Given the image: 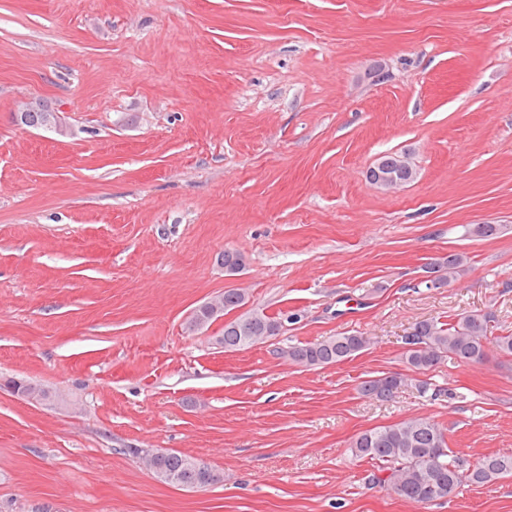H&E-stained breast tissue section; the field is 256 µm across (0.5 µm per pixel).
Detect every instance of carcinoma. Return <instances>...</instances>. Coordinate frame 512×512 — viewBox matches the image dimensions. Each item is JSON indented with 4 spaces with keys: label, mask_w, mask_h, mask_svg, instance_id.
I'll list each match as a JSON object with an SVG mask.
<instances>
[{
    "label": "carcinoma",
    "mask_w": 512,
    "mask_h": 512,
    "mask_svg": "<svg viewBox=\"0 0 512 512\" xmlns=\"http://www.w3.org/2000/svg\"><path fill=\"white\" fill-rule=\"evenodd\" d=\"M402 153H387L376 159L367 172L375 181L381 175H393L408 183L414 180L402 165ZM221 261L227 268L241 272L247 257L238 250H226ZM467 257L462 253L448 254L431 263L432 281L446 285L465 271ZM224 313L245 306L249 297L245 289L232 288L221 294ZM217 321L206 304L199 305L185 322L189 333H196ZM491 315L470 313L450 322L438 318L417 322L405 337L403 363L406 368L424 375L452 356L464 362H480L487 355L489 344L499 354L512 357V332L498 336L490 330ZM282 322L260 308H253L224 322L222 335L215 342L226 352L252 347L280 333ZM370 346V338L362 334H338L313 343L288 347V359L305 368L325 367L349 360ZM406 378L383 375L362 382V395L379 400L388 399ZM9 387L29 401L54 402L59 395L26 379H12ZM357 458H368L382 464L385 475L374 482L398 497L421 505L444 501L454 496L463 485H492L512 477V455L491 454L473 462H463L461 456L448 448L446 430L429 417H412L401 422L372 428L359 434L352 443ZM154 477L165 484L189 489H204L224 480L202 460L180 452L157 451L149 458Z\"/></svg>",
    "instance_id": "1"
}]
</instances>
